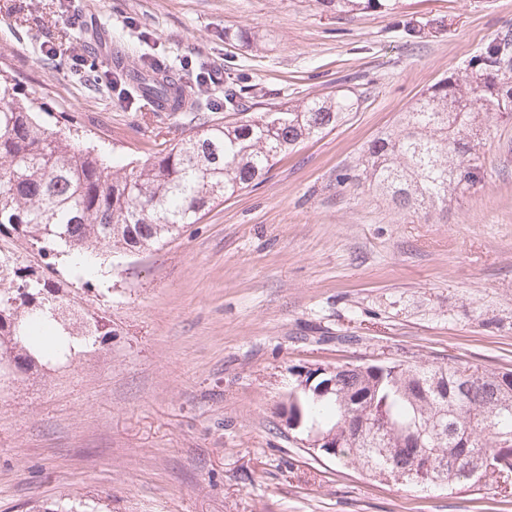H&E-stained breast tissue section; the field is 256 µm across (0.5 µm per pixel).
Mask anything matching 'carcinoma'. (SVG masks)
<instances>
[{
  "label": "carcinoma",
  "mask_w": 512,
  "mask_h": 512,
  "mask_svg": "<svg viewBox=\"0 0 512 512\" xmlns=\"http://www.w3.org/2000/svg\"><path fill=\"white\" fill-rule=\"evenodd\" d=\"M338 16L394 9L396 0H318ZM126 79L160 105L180 106L179 79L148 68ZM352 94L279 104L232 123L192 127L136 165L114 166L41 121L33 102L0 81V235L22 238L44 259L71 256L85 276L101 248L149 250L197 223L211 206L264 177L301 142L333 129L358 108ZM512 112V29L472 56L465 76L426 88L361 162L368 186L399 208L448 210V192L484 175L491 121ZM15 261L0 264V360L9 374L39 373V359L67 361L75 336L86 348L111 335L92 315L66 322L70 302ZM307 373L288 393L305 432L336 438L325 456L400 486L479 487L512 474V371L468 363H379L336 374ZM442 426L443 430L433 433ZM404 447L385 448V438Z\"/></svg>",
  "instance_id": "cac0c4a2"
}]
</instances>
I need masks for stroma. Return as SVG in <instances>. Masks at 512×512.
Listing matches in <instances>:
<instances>
[{"mask_svg":"<svg viewBox=\"0 0 512 512\" xmlns=\"http://www.w3.org/2000/svg\"><path fill=\"white\" fill-rule=\"evenodd\" d=\"M79 14L71 24V14ZM512 0H396L355 17L317 0H0V74L114 158L145 159L194 125L355 93L357 111L282 157L164 246L102 256L97 278L6 239L112 334L46 378L0 391V512H512L495 483L398 487L313 455L277 414L317 364L469 362L512 370V117L485 177L448 210L399 211L363 180L337 183L429 85L505 29ZM249 40H236V32ZM96 61L74 77L45 41ZM163 62L243 113L158 112L106 70Z\"/></svg>","mask_w":512,"mask_h":512,"instance_id":"obj_1","label":"stroma"}]
</instances>
